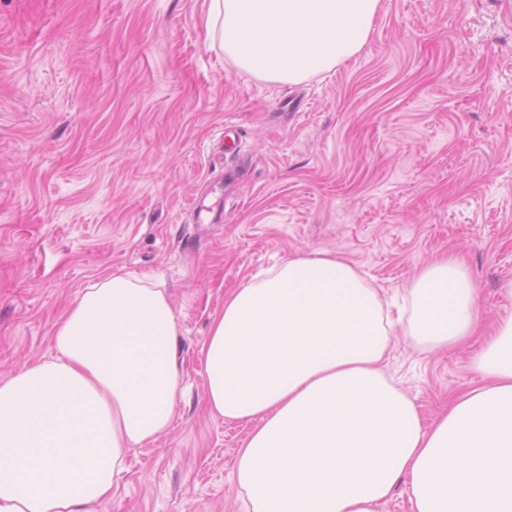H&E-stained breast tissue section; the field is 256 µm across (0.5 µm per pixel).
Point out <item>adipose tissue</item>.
<instances>
[{
  "instance_id": "obj_1",
  "label": "adipose tissue",
  "mask_w": 512,
  "mask_h": 512,
  "mask_svg": "<svg viewBox=\"0 0 512 512\" xmlns=\"http://www.w3.org/2000/svg\"><path fill=\"white\" fill-rule=\"evenodd\" d=\"M380 0H210L208 31L273 83L328 73L362 50ZM478 287L451 257L402 305L351 263L293 256L229 293L201 352L205 409L252 423L234 465L250 512H512V316L474 360L479 385L424 426L385 376L394 333L442 349L478 335ZM166 290L113 273L57 325L55 356L0 379V512H97L131 449L157 441L180 393Z\"/></svg>"
}]
</instances>
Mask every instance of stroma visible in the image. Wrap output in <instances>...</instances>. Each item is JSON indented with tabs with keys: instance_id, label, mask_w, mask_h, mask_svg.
Instances as JSON below:
<instances>
[{
	"instance_id": "1",
	"label": "stroma",
	"mask_w": 512,
	"mask_h": 512,
	"mask_svg": "<svg viewBox=\"0 0 512 512\" xmlns=\"http://www.w3.org/2000/svg\"><path fill=\"white\" fill-rule=\"evenodd\" d=\"M208 7L0 0V377L117 271L166 288L179 328L172 427L98 512H246L249 427L205 411L201 346L282 259L326 252L399 295L452 252L483 333L512 315V0H381L360 53L295 84L241 71ZM392 342L424 423L481 380V339Z\"/></svg>"
}]
</instances>
